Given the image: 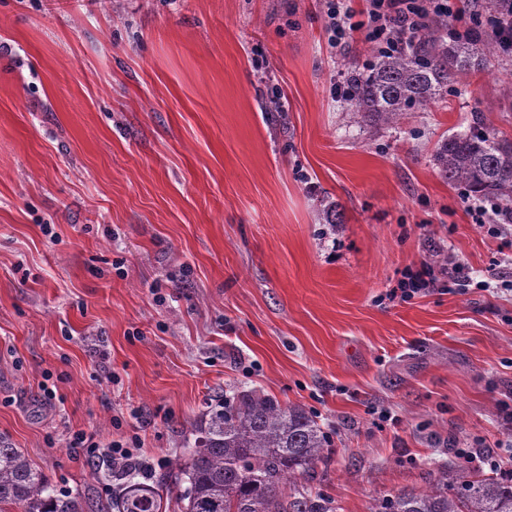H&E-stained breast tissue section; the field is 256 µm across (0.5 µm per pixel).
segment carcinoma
Segmentation results:
<instances>
[{
    "mask_svg": "<svg viewBox=\"0 0 512 512\" xmlns=\"http://www.w3.org/2000/svg\"><path fill=\"white\" fill-rule=\"evenodd\" d=\"M499 54L494 35L475 22L455 32L451 18H430L399 46L361 68L348 67L345 98L364 122L394 124L458 92L459 77L484 68ZM435 164L451 184L512 210V140L473 128L444 139ZM181 447L184 463L151 483L139 480L132 460H108L115 512H336L334 500L304 481L326 463L330 433L299 406H284L255 391L217 400ZM89 512L80 493L57 494L25 452L0 437V512ZM370 512H512V481L480 470L448 476L430 472L423 490H400L373 499Z\"/></svg>",
    "mask_w": 512,
    "mask_h": 512,
    "instance_id": "obj_1",
    "label": "carcinoma"
}]
</instances>
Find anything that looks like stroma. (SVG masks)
<instances>
[{
	"instance_id": "stroma-1",
	"label": "stroma",
	"mask_w": 512,
	"mask_h": 512,
	"mask_svg": "<svg viewBox=\"0 0 512 512\" xmlns=\"http://www.w3.org/2000/svg\"><path fill=\"white\" fill-rule=\"evenodd\" d=\"M372 57L320 0H0V436L57 492L112 497L73 432L137 438L157 479L252 388L333 433L339 512L512 456V225L434 164L478 124L512 140V63L386 125L334 94ZM436 253L467 286L384 300Z\"/></svg>"
}]
</instances>
